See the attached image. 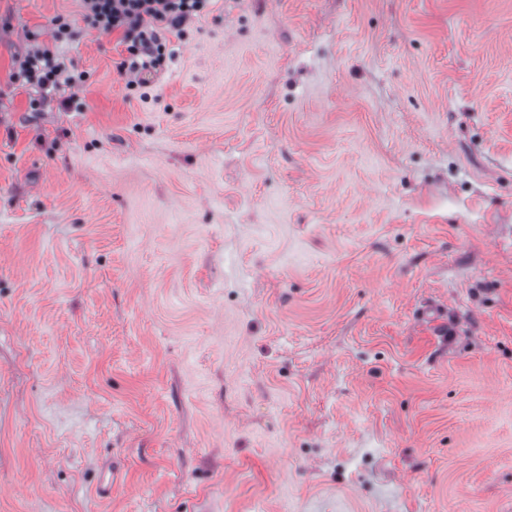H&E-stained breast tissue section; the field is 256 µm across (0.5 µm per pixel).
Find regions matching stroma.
Listing matches in <instances>:
<instances>
[{"label":"stroma","instance_id":"obj_1","mask_svg":"<svg viewBox=\"0 0 512 512\" xmlns=\"http://www.w3.org/2000/svg\"><path fill=\"white\" fill-rule=\"evenodd\" d=\"M2 32L0 512H512V0ZM84 21L101 34H121L127 57L121 74L127 86L145 83V75L164 60L169 34L180 35L183 25L199 15L210 0H81ZM82 73L69 74L64 62L48 48H37L27 54L14 71L11 78L14 82L29 84L43 92L59 88L61 83L75 86L82 82Z\"/></svg>","mask_w":512,"mask_h":512}]
</instances>
